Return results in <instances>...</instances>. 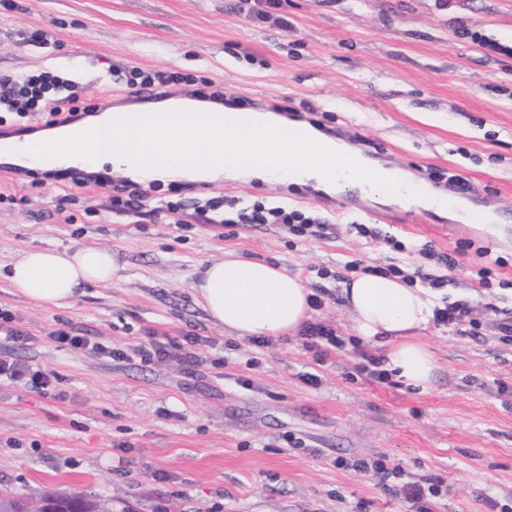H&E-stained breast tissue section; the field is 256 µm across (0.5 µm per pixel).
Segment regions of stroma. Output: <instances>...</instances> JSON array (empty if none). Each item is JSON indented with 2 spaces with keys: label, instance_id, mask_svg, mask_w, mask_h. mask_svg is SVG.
Segmentation results:
<instances>
[{
  "label": "stroma",
  "instance_id": "1",
  "mask_svg": "<svg viewBox=\"0 0 512 512\" xmlns=\"http://www.w3.org/2000/svg\"><path fill=\"white\" fill-rule=\"evenodd\" d=\"M285 13L287 31L241 15L234 0H0V77L53 72L79 82L81 106L95 110L138 101L113 83V66L189 74L416 181L444 189L461 176L481 196L466 209L486 220L452 235L453 218L432 209L366 195L351 210L311 183L257 179L168 182L133 217L102 188L63 176L34 184L0 165V310L32 337L16 345L1 326L0 352L59 378L52 396L0 380V490L77 492L110 499L112 512H407L372 474L332 464L384 455L407 480L445 477L432 512L512 501V345L495 328L512 313V0H288ZM473 30L496 51L478 50ZM428 112L439 122H424ZM213 197L310 209L327 229L194 221L195 201ZM358 224L402 250L358 236ZM461 241L469 247L438 294L444 305L470 301L480 335L421 331L439 365L425 392L357 377L349 345L319 363L297 335L265 347L231 336L191 289L201 263L225 252L272 262L322 300L313 321L350 337V261L434 269ZM83 244L121 252L125 279L71 308L35 306L10 287L26 250ZM499 257L506 284L487 298L472 271ZM59 330L117 349L153 331L211 344L198 366L144 364L70 349L53 340ZM309 373L320 385L304 384Z\"/></svg>",
  "mask_w": 512,
  "mask_h": 512
}]
</instances>
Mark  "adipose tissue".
<instances>
[{
    "mask_svg": "<svg viewBox=\"0 0 512 512\" xmlns=\"http://www.w3.org/2000/svg\"><path fill=\"white\" fill-rule=\"evenodd\" d=\"M165 115L158 126V139L188 138L189 145L178 159L166 156L147 159L136 129L144 115L140 105L123 107L128 123L116 130L109 115L94 118L89 127L96 133L90 148L81 144L82 126L49 131L18 141L0 142L13 158L24 161L38 153L51 154L60 165L82 168L94 150L97 164H111L130 179L145 176L168 182H215L248 175L267 181L288 180L301 184L312 180L324 190L340 187L331 170L344 144L323 136L306 123H288L270 112L250 108L212 110L209 103L192 98H174L154 104ZM207 127L203 139L189 138V127ZM296 133L303 151L286 167L277 158L254 162L244 156L225 153V139L253 144L264 139ZM319 158H312V151ZM371 194H392L409 206L425 205L439 210L453 209L448 197L425 193L398 169L374 173ZM126 262L121 254L99 246L32 248L14 262L8 281L20 295L40 307L73 306L86 288L106 286L124 279ZM195 298L211 320L239 337L279 338L296 334L311 315L309 293L298 277L266 261H245L234 253L204 264L192 284ZM344 295L354 315V329L367 342L386 339L389 344L386 367L406 386L425 390L433 384L439 365L417 334L433 319L439 305L435 292L416 288L398 277L362 274L347 284Z\"/></svg>",
    "mask_w": 512,
    "mask_h": 512,
    "instance_id": "1",
    "label": "adipose tissue"
}]
</instances>
